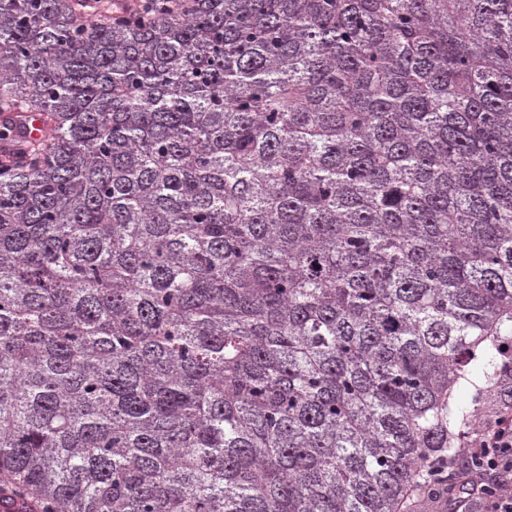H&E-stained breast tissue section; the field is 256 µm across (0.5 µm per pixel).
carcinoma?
<instances>
[{"label": "carcinoma", "mask_w": 512, "mask_h": 512, "mask_svg": "<svg viewBox=\"0 0 512 512\" xmlns=\"http://www.w3.org/2000/svg\"><path fill=\"white\" fill-rule=\"evenodd\" d=\"M143 15L0 0V501L448 491L457 392L512 395V0Z\"/></svg>", "instance_id": "cac0c4a2"}]
</instances>
